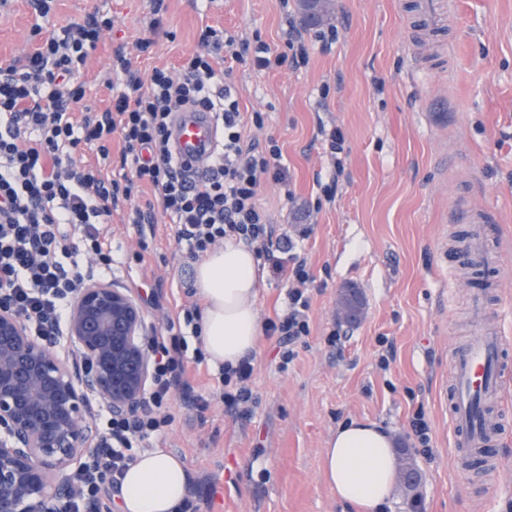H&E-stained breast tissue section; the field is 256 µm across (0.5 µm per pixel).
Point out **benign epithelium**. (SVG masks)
Masks as SVG:
<instances>
[{
	"label": "benign epithelium",
	"instance_id": "obj_1",
	"mask_svg": "<svg viewBox=\"0 0 512 512\" xmlns=\"http://www.w3.org/2000/svg\"><path fill=\"white\" fill-rule=\"evenodd\" d=\"M66 341L80 361L79 381L52 346L0 303V512H52L70 492L72 461L94 450L88 398L124 416L151 377L145 315L130 288L83 284Z\"/></svg>",
	"mask_w": 512,
	"mask_h": 512
}]
</instances>
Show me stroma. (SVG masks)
<instances>
[{
    "label": "stroma",
    "mask_w": 512,
    "mask_h": 512,
    "mask_svg": "<svg viewBox=\"0 0 512 512\" xmlns=\"http://www.w3.org/2000/svg\"><path fill=\"white\" fill-rule=\"evenodd\" d=\"M414 2L333 0L331 21L309 28L298 0H164L155 30L153 0H57L46 18L31 0L0 6V64L94 11L112 14V31L83 70L78 112L108 107L119 46L145 76L177 70L208 26L271 49L273 62L261 71L230 59L215 66L229 71L243 112L263 113L252 139H275L282 150L290 187L265 183L259 203L275 236L309 228L303 245L323 288L312 294L311 334L287 370L278 368L275 338H259L249 417L225 408L210 364L188 369L209 402L204 415L174 390L175 421L154 445L186 462L199 512H354L321 474L329 436L352 420L381 425L398 461L421 474L417 494L397 487L387 512H512V400L502 414L496 481L490 469L455 460L444 397L450 353L468 339L474 303L512 328V0H448L444 27L430 34ZM291 25L308 49L298 65L283 38ZM141 40L147 51L137 50ZM334 126L345 136L344 170L327 201L320 184L333 160L321 131ZM463 229L491 233L504 246L502 270L487 271L477 286L455 241ZM174 231L155 224L153 251L140 264L127 207L105 227L113 285L161 287L160 306L144 307L151 329H163L175 305L195 301V263ZM347 288L363 299L355 324L339 313ZM390 344L395 357L384 367ZM419 413L431 427L427 450L411 431Z\"/></svg>",
    "instance_id": "35a3bbf8"
}]
</instances>
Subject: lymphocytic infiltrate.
<instances>
[{"label":"lymphocytic infiltrate","instance_id":"lymphocytic-infiltrate-1","mask_svg":"<svg viewBox=\"0 0 512 512\" xmlns=\"http://www.w3.org/2000/svg\"><path fill=\"white\" fill-rule=\"evenodd\" d=\"M112 15L97 11L84 24L62 27L34 51L0 67V297L29 324L33 335L55 342L63 334L74 295L87 277H109L112 247L104 235L113 210L131 204L130 221L175 225V240L196 261L233 237L253 248L288 283L286 308L265 321L266 336L279 345V367L287 369L296 347L311 333L310 291L315 279L297 243L275 237L257 202L270 180L287 185V169L275 140L246 141L240 100L214 67L212 50L228 47L234 61L269 67V48L236 41L214 29L203 32L201 52L187 57L178 73L154 69L143 79L122 50L112 54V98L103 111H74L85 96L76 77L85 68ZM213 112L222 134L206 173L179 161L170 147L169 125L180 109ZM120 152H113V140ZM96 147L101 164L78 162L74 151ZM119 157L120 169L105 164ZM88 266H81L79 256ZM154 371L142 399L128 416L108 418L103 448L93 464L71 476L77 492L62 512H102L103 487L120 490L132 462L133 442L165 433L175 416L170 393L188 394L197 412L208 402L196 395L188 362L202 364L203 353L187 359L183 334L152 336L148 344ZM252 357L218 369L221 397L228 408L253 403Z\"/></svg>","mask_w":512,"mask_h":512}]
</instances>
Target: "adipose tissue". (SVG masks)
Listing matches in <instances>:
<instances>
[{
	"label": "adipose tissue",
	"mask_w": 512,
	"mask_h": 512,
	"mask_svg": "<svg viewBox=\"0 0 512 512\" xmlns=\"http://www.w3.org/2000/svg\"><path fill=\"white\" fill-rule=\"evenodd\" d=\"M259 264L255 251L225 240L195 266L204 307L199 341L210 364L237 363L261 334ZM397 473L393 441L376 424L351 421L330 438L322 474L342 502L363 512L390 504ZM189 495L184 461L165 448L139 453L122 480L121 512H180Z\"/></svg>",
	"instance_id": "1"
}]
</instances>
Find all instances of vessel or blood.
<instances>
[{
	"label": "vessel or blood",
	"mask_w": 512,
	"mask_h": 512,
	"mask_svg": "<svg viewBox=\"0 0 512 512\" xmlns=\"http://www.w3.org/2000/svg\"><path fill=\"white\" fill-rule=\"evenodd\" d=\"M173 140L177 157L203 170L219 140L211 112L198 108L179 114ZM469 251L481 264L492 268L501 265V252L491 237H475ZM506 345L500 325L484 326L454 357L447 398L455 456L490 462L496 459L500 420L494 409L503 404L506 386L512 381L506 375Z\"/></svg>",
	"instance_id": "b4317fda"
}]
</instances>
